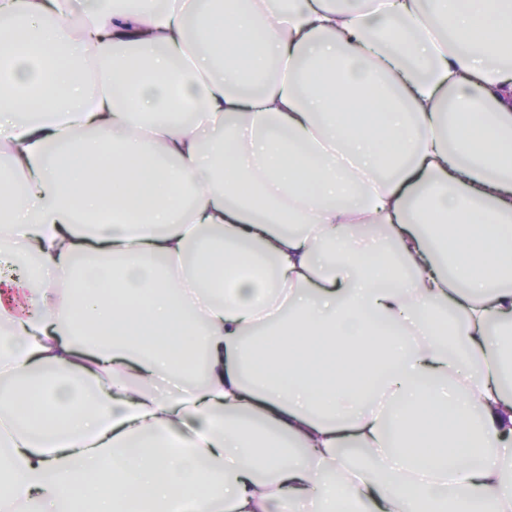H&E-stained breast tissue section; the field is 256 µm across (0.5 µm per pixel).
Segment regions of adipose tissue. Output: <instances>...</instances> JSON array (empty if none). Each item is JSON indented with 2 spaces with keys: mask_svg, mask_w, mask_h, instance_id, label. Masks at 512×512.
<instances>
[{
  "mask_svg": "<svg viewBox=\"0 0 512 512\" xmlns=\"http://www.w3.org/2000/svg\"><path fill=\"white\" fill-rule=\"evenodd\" d=\"M30 256L0 512H512V0H0Z\"/></svg>",
  "mask_w": 512,
  "mask_h": 512,
  "instance_id": "adipose-tissue-1",
  "label": "adipose tissue"
}]
</instances>
